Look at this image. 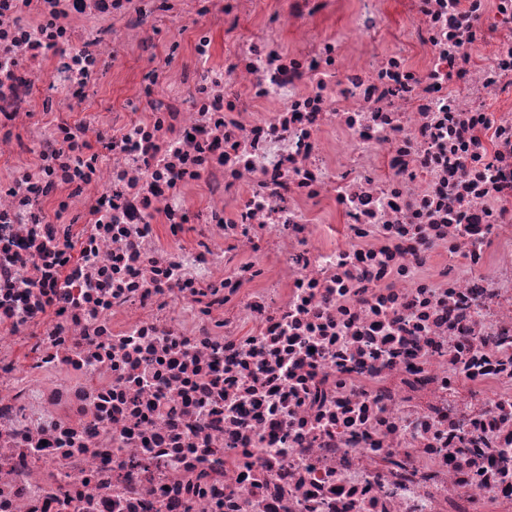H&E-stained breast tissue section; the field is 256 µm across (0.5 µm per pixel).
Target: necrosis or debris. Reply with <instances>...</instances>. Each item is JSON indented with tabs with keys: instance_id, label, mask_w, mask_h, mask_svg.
<instances>
[{
	"instance_id": "necrosis-or-debris-1",
	"label": "necrosis or debris",
	"mask_w": 512,
	"mask_h": 512,
	"mask_svg": "<svg viewBox=\"0 0 512 512\" xmlns=\"http://www.w3.org/2000/svg\"><path fill=\"white\" fill-rule=\"evenodd\" d=\"M0 512H512V0H0Z\"/></svg>"
}]
</instances>
